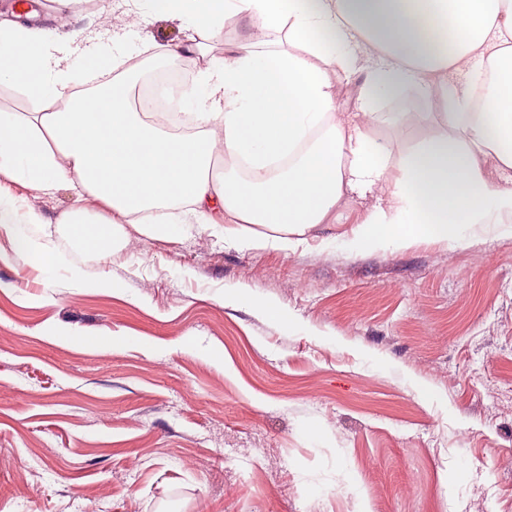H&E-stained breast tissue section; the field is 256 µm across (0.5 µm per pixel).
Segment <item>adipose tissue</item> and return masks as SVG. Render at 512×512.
<instances>
[{
  "mask_svg": "<svg viewBox=\"0 0 512 512\" xmlns=\"http://www.w3.org/2000/svg\"><path fill=\"white\" fill-rule=\"evenodd\" d=\"M140 2L198 31L219 33L230 18L247 30L183 92L187 115L145 111L132 91L145 63L201 44L83 48V72L113 78L81 91L57 30L0 21V84L42 104L0 112V236L14 259L39 258L47 278L57 261L49 220L16 185L78 188L83 208L60 222L96 252L125 247L134 215L157 239L220 224L242 248L287 252L355 193L377 199L351 231L356 249L460 242L478 229L512 236V0ZM342 79L353 85L350 112L337 98ZM411 81L424 109L377 111ZM437 123L444 132L406 150L371 135L383 124L402 136Z\"/></svg>",
  "mask_w": 512,
  "mask_h": 512,
  "instance_id": "adipose-tissue-1",
  "label": "adipose tissue"
}]
</instances>
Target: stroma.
I'll list each match as a JSON object with an SVG mask.
<instances>
[{"label":"stroma","mask_w":512,"mask_h":512,"mask_svg":"<svg viewBox=\"0 0 512 512\" xmlns=\"http://www.w3.org/2000/svg\"><path fill=\"white\" fill-rule=\"evenodd\" d=\"M37 11L108 51L191 37L219 55L242 36L134 0ZM374 203L351 196L288 254L129 223L103 255L53 227L50 281L0 262V512H512V236L349 250ZM75 268L123 294L87 290ZM232 288L293 326L225 302ZM242 298L248 299L252 304L259 307L268 316L275 319L276 321L283 323H290L291 321V317L285 309H283L276 302L268 300L260 295H242L237 292H231L228 295V299L230 300H237Z\"/></svg>","instance_id":"1"}]
</instances>
